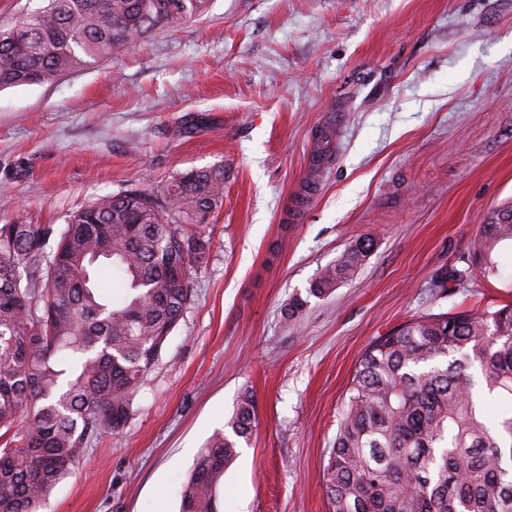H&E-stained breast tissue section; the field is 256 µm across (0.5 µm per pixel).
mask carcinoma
Wrapping results in <instances>:
<instances>
[{"label":"carcinoma","instance_id":"obj_1","mask_svg":"<svg viewBox=\"0 0 512 512\" xmlns=\"http://www.w3.org/2000/svg\"><path fill=\"white\" fill-rule=\"evenodd\" d=\"M207 0H43L0 24V89L51 82L201 13ZM224 201V170L190 169L159 195H104L67 224H0V512H40L94 436L120 433L147 373L191 300L210 239L189 225ZM55 243L47 253L49 243ZM512 205L480 225L472 252L433 281L500 275ZM356 242L319 270L307 298L330 294L366 260ZM118 299L96 287L103 268ZM479 363L487 396L469 373ZM327 464L331 512H512V306L410 319L355 364ZM200 450L179 512H220L224 470L256 427L244 391Z\"/></svg>","mask_w":512,"mask_h":512}]
</instances>
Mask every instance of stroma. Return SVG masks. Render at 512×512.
Masks as SVG:
<instances>
[{
    "instance_id": "1",
    "label": "stroma",
    "mask_w": 512,
    "mask_h": 512,
    "mask_svg": "<svg viewBox=\"0 0 512 512\" xmlns=\"http://www.w3.org/2000/svg\"><path fill=\"white\" fill-rule=\"evenodd\" d=\"M191 168L224 171L192 300L123 431L94 439L42 512H178L244 390L258 427L220 512H330L326 467L365 347L412 318L512 304L508 247L500 277L431 285L512 202V0H208L85 69L0 89V224L63 225ZM313 179L302 220L281 223ZM366 236L354 277L287 322Z\"/></svg>"
}]
</instances>
